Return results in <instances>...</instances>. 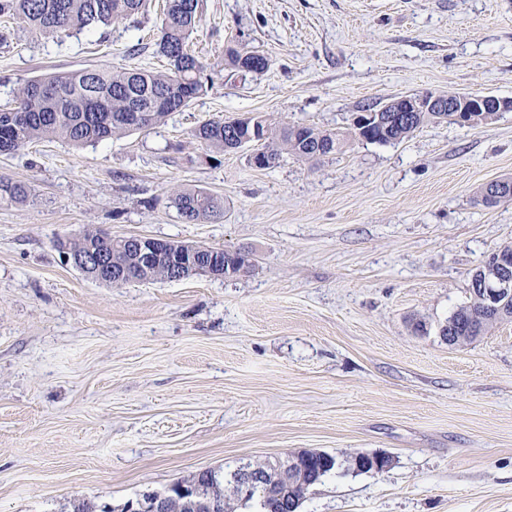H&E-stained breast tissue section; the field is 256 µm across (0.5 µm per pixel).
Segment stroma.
<instances>
[{"mask_svg": "<svg viewBox=\"0 0 512 512\" xmlns=\"http://www.w3.org/2000/svg\"><path fill=\"white\" fill-rule=\"evenodd\" d=\"M161 19L150 0L91 32L11 24L0 104L42 75L164 65ZM193 38L213 83L185 111L0 155V176L31 188L0 204V512H70L76 498L121 512L200 471L308 449L391 465L334 469L300 512H512V322L464 346L439 335L512 244V201L478 194L512 178V111L394 143L352 127L366 106L425 91L512 98V0H201ZM229 46L269 70L236 78ZM252 115L344 146L258 169L194 136ZM173 185L223 199V217L184 222ZM93 228L246 252L255 268L109 286L56 248Z\"/></svg>", "mask_w": 512, "mask_h": 512, "instance_id": "obj_1", "label": "stroma"}]
</instances>
